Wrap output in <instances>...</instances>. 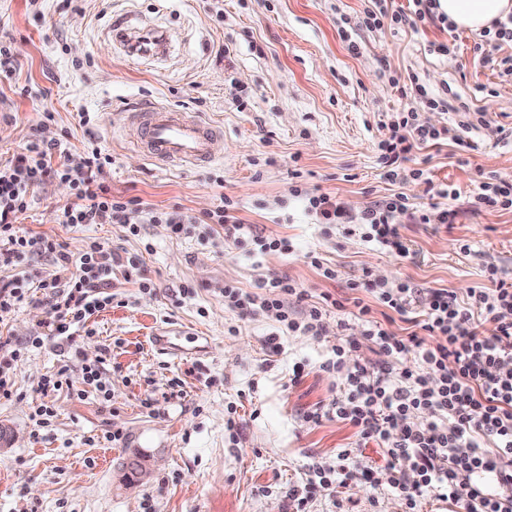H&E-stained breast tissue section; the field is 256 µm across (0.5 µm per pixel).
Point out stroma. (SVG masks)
<instances>
[{"label": "stroma", "mask_w": 512, "mask_h": 512, "mask_svg": "<svg viewBox=\"0 0 512 512\" xmlns=\"http://www.w3.org/2000/svg\"><path fill=\"white\" fill-rule=\"evenodd\" d=\"M372 0H0V42L17 61L0 81V163L13 159L36 124L43 134H67L69 161L81 160L87 135L79 113L91 116L99 145L112 157L107 177L114 195L137 196L150 206L200 216L222 197L253 235L289 238L287 254L239 249L222 238L203 244L196 234H175L146 224L132 235L120 224L57 223L71 199L68 184L42 186L21 218L22 228L47 234L80 251L98 241L115 251L142 254L154 289L143 291L114 275L118 302L87 322V361L110 354L112 401L96 394L78 402L66 391L42 395L39 379L70 358L48 336L42 308L25 303L0 315V336L41 339L14 370L15 396L0 399V512H286L284 493L303 485L310 463L337 464L351 449V467L380 468L376 443L358 445L353 428L328 418L304 421L303 411L335 398L340 385L321 364L335 336H277L275 322L239 316L225 308L221 290L233 282L253 290L258 281L288 277L309 301L343 294L348 280L370 273L386 282L445 288L457 295L484 285L483 265L512 273V212L472 211L479 181L495 174L512 183V83L481 66L477 34L448 35L435 26L419 31L356 23ZM167 31L172 45L161 60L126 53L112 39L115 17ZM361 41L350 55L342 32ZM455 38L454 53L429 52L433 42ZM417 74L430 89L451 88L459 102L484 112L489 123L466 133L469 146H429L411 165L456 195L441 198L425 185L386 180L375 144L388 113L408 104L391 78ZM28 86L29 96L18 93ZM160 103L212 124L214 159L199 167L162 166L144 159L121 127L127 105ZM54 115L42 123V112ZM403 192L414 209L454 210L450 224H414L395 217L410 248L390 255L342 226L319 223L308 197L327 193L351 212ZM469 242L471 253L460 250ZM318 255L335 266L336 280L312 265ZM194 295L180 297L182 285ZM170 331L199 334L207 353L170 355L151 343ZM303 367L291 383L294 367ZM182 381L171 395L168 383ZM52 405L49 430L35 431L34 405ZM240 417L228 430L229 407ZM121 430V440L103 435ZM139 469L135 486L127 481ZM310 512H402L380 486L356 480L337 492L318 490Z\"/></svg>", "instance_id": "obj_1"}]
</instances>
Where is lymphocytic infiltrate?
I'll return each mask as SVG.
<instances>
[{"label":"lymphocytic infiltrate","mask_w":512,"mask_h":512,"mask_svg":"<svg viewBox=\"0 0 512 512\" xmlns=\"http://www.w3.org/2000/svg\"><path fill=\"white\" fill-rule=\"evenodd\" d=\"M373 2L358 20L368 32L386 26L415 30L449 25L439 0H411L406 11L389 9L388 0ZM506 45L512 46V13L494 20L476 44L479 62L512 82V55L501 53ZM401 93L409 105L388 115L376 143L384 175L394 183L426 184L442 198L452 196L449 186L432 184L426 170L408 167L407 161L414 150L428 145L447 140L464 145V133L484 126L485 116L453 106L447 92L431 90L415 75L403 83ZM426 112H451L455 118L452 124L435 126L423 120ZM111 163L92 137L80 165L71 166L64 138L35 132L22 152L0 164V268L34 255L50 257V269L36 274L41 295L35 304L48 316L50 335L61 337L81 362L83 387H71L63 367L43 375L38 388L45 394L65 389L79 401L93 389L104 404L112 400V387L103 379L107 358L84 362L73 330L111 307L114 296L107 287L114 270L143 290L154 283L144 273L141 255L115 252L97 241L74 253L55 237L21 231L18 221L36 189L53 180L69 183L73 199L58 209L60 224H123L134 234L145 224H166L177 234L199 227L211 236L220 229L225 243L238 247L248 241L229 198L202 217L159 211L139 197L113 195L106 179ZM308 204L321 223L344 226L400 257L408 256L409 248L395 213H408L416 224H448L454 218L448 209L411 210L402 193L356 214L327 194L309 197ZM483 276L485 286L468 289L462 298L442 288L424 290L406 281L388 284L366 276L348 282V296L328 293L314 303L287 277L258 282L253 292L225 284L226 308L272 319L284 334L324 335L329 309L352 310L377 354L376 360H359L345 320H338L336 343L321 368L340 380L342 392L328 404L308 408L303 418L311 425L326 418L347 422L359 441L379 445L385 466L350 469L345 465L351 455L347 448L339 451L337 468L311 464L307 482L286 494L291 512H308L317 489L333 491L353 480L385 487L402 501L404 512H419L429 497L458 505L461 512H512V277L492 263ZM379 306L413 324V331L404 336L390 331L375 315Z\"/></svg>","instance_id":"lymphocytic-infiltrate-1"}]
</instances>
